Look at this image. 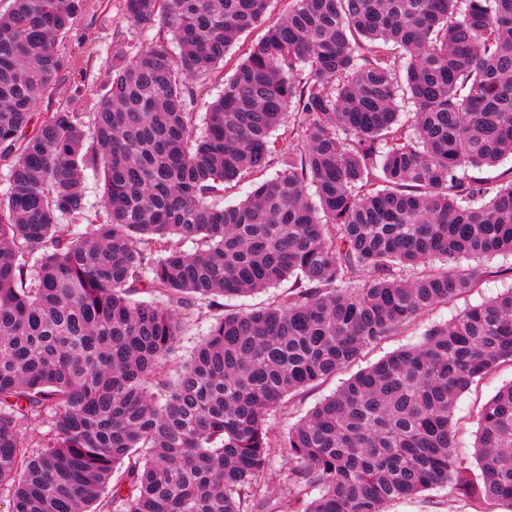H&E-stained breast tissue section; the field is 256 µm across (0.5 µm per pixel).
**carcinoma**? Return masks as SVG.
Masks as SVG:
<instances>
[{
    "mask_svg": "<svg viewBox=\"0 0 512 512\" xmlns=\"http://www.w3.org/2000/svg\"><path fill=\"white\" fill-rule=\"evenodd\" d=\"M270 2L125 0L154 36L115 50L91 112L36 111L87 0L0 12L12 512H278L257 494L272 448L292 461L288 512H385L444 483L512 512V384L480 409L474 469L454 423L462 392L512 366V286L270 425L288 395L503 274L482 261L512 255V167L483 171L512 157V0H289L199 115L187 75L212 78ZM283 281L269 306L224 312ZM203 308L219 315L184 361ZM46 411L34 452L23 430Z\"/></svg>",
    "mask_w": 512,
    "mask_h": 512,
    "instance_id": "cac0c4a2",
    "label": "carcinoma"
}]
</instances>
